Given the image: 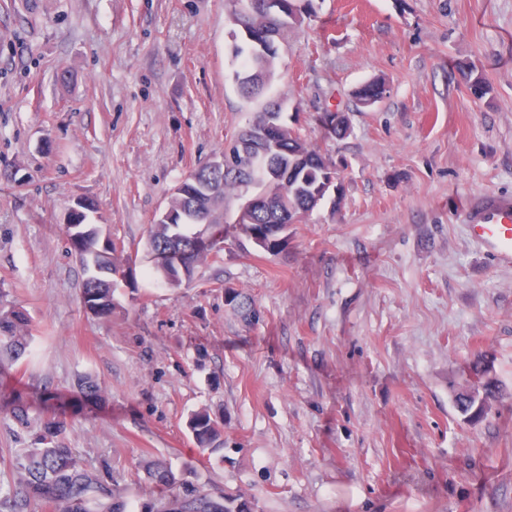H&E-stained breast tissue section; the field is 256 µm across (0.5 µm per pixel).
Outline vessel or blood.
<instances>
[{
  "label": "vessel or blood",
  "instance_id": "vessel-or-blood-1",
  "mask_svg": "<svg viewBox=\"0 0 512 512\" xmlns=\"http://www.w3.org/2000/svg\"><path fill=\"white\" fill-rule=\"evenodd\" d=\"M461 218L470 238L496 264H512V197L479 192L468 200Z\"/></svg>",
  "mask_w": 512,
  "mask_h": 512
}]
</instances>
